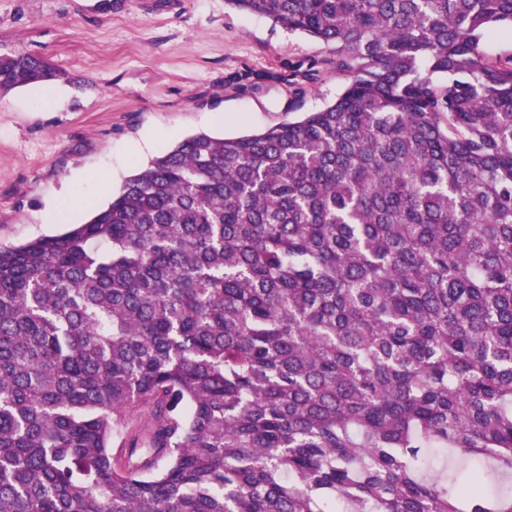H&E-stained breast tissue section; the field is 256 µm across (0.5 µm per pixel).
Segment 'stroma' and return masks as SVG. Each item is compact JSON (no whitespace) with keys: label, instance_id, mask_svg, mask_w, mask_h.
<instances>
[{"label":"stroma","instance_id":"obj_1","mask_svg":"<svg viewBox=\"0 0 512 512\" xmlns=\"http://www.w3.org/2000/svg\"><path fill=\"white\" fill-rule=\"evenodd\" d=\"M15 52L59 76L0 92L2 248L84 223L189 135L261 132L344 85L326 45L226 0H0V54ZM147 133L156 148L131 152ZM70 196L85 208L46 223Z\"/></svg>","mask_w":512,"mask_h":512}]
</instances>
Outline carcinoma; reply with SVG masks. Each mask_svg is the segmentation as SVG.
<instances>
[{"label": "carcinoma", "instance_id": "obj_1", "mask_svg": "<svg viewBox=\"0 0 512 512\" xmlns=\"http://www.w3.org/2000/svg\"><path fill=\"white\" fill-rule=\"evenodd\" d=\"M227 3L344 89L0 248V512H512V0ZM482 50L491 58L505 60L512 56V30L509 27L502 28L499 33L491 38L484 39Z\"/></svg>", "mask_w": 512, "mask_h": 512}]
</instances>
